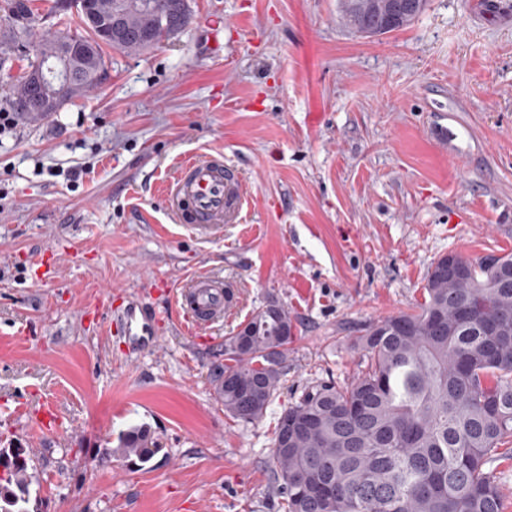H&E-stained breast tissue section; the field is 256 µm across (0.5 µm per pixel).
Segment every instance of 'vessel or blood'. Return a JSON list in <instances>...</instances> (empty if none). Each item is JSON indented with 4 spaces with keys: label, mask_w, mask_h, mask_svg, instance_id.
Listing matches in <instances>:
<instances>
[{
    "label": "vessel or blood",
    "mask_w": 512,
    "mask_h": 512,
    "mask_svg": "<svg viewBox=\"0 0 512 512\" xmlns=\"http://www.w3.org/2000/svg\"><path fill=\"white\" fill-rule=\"evenodd\" d=\"M163 193L176 223L207 238L238 221L247 185L225 164L222 152L214 151L182 162ZM170 303L179 314L178 329L190 334L223 320L232 306L223 280L202 271L173 287Z\"/></svg>",
    "instance_id": "b4317fda"
}]
</instances>
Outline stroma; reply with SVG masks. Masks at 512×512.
<instances>
[{
  "label": "stroma",
  "instance_id": "35a3bbf8",
  "mask_svg": "<svg viewBox=\"0 0 512 512\" xmlns=\"http://www.w3.org/2000/svg\"><path fill=\"white\" fill-rule=\"evenodd\" d=\"M186 29L107 49L98 89L0 137V438L32 446L38 512H283L280 413L366 367L357 338L415 308L440 256L512 252V0H429L365 37L339 0H189ZM448 115L457 133L430 129ZM221 151L251 186L239 223L198 239L158 192L177 161ZM233 283L223 322L155 321L133 352L117 321L162 314L166 282ZM294 338L260 420L225 415L224 338L269 300ZM148 425L144 468L120 431ZM118 448L113 453H118L133 465L142 466L150 462L160 451L157 439L151 429L145 425L131 426L118 435Z\"/></svg>",
  "mask_w": 512,
  "mask_h": 512
}]
</instances>
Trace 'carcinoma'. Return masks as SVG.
Masks as SVG:
<instances>
[{"instance_id":"cac0c4a2","label":"carcinoma","mask_w":512,"mask_h":512,"mask_svg":"<svg viewBox=\"0 0 512 512\" xmlns=\"http://www.w3.org/2000/svg\"><path fill=\"white\" fill-rule=\"evenodd\" d=\"M80 24L37 36L34 0H10L0 18V67L27 61L7 99L10 110L37 122L100 85L103 47L144 51L183 31L188 0H87ZM402 0H341L344 24L383 35L413 20L391 17ZM117 21L114 38L103 24ZM69 71L70 80L57 73ZM450 276L438 258L423 301L389 315L358 337L366 370L348 385L319 384L280 414L272 479L286 512H504L496 463L512 460V276L482 256L463 259ZM246 343L224 337V412L261 419L279 389L294 329L288 308L270 300L255 310ZM160 451L145 425L118 435V453L142 466ZM33 449L0 448V512H29Z\"/></svg>"}]
</instances>
